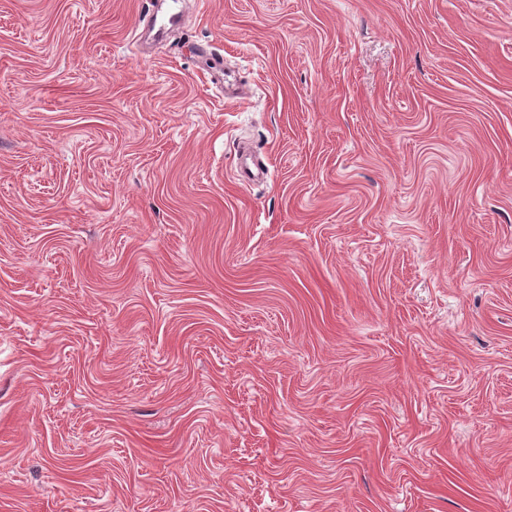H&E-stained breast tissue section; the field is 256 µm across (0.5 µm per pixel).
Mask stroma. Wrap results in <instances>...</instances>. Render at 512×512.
Masks as SVG:
<instances>
[{
    "label": "stroma",
    "mask_w": 512,
    "mask_h": 512,
    "mask_svg": "<svg viewBox=\"0 0 512 512\" xmlns=\"http://www.w3.org/2000/svg\"><path fill=\"white\" fill-rule=\"evenodd\" d=\"M148 5L0 0V512H512V0Z\"/></svg>",
    "instance_id": "1"
}]
</instances>
